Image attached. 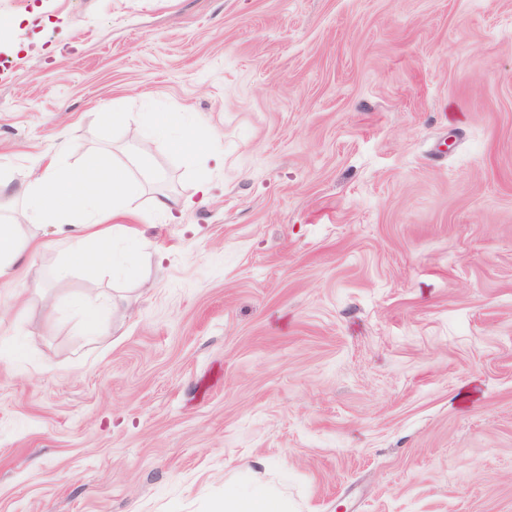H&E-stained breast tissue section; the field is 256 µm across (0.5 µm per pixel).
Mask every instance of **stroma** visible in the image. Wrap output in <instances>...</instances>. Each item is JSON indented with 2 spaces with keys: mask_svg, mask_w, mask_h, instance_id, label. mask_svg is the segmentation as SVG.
I'll return each mask as SVG.
<instances>
[{
  "mask_svg": "<svg viewBox=\"0 0 512 512\" xmlns=\"http://www.w3.org/2000/svg\"><path fill=\"white\" fill-rule=\"evenodd\" d=\"M1 23L0 200L65 139L149 157L120 275L57 280L56 226H21L0 512H214L257 480L288 512H512V0H0ZM169 112L205 152L147 139Z\"/></svg>",
  "mask_w": 512,
  "mask_h": 512,
  "instance_id": "obj_1",
  "label": "stroma"
}]
</instances>
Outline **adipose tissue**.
<instances>
[{
  "mask_svg": "<svg viewBox=\"0 0 512 512\" xmlns=\"http://www.w3.org/2000/svg\"><path fill=\"white\" fill-rule=\"evenodd\" d=\"M80 155L79 165L65 169L61 162ZM139 182L121 174L79 144L63 141L45 159L36 176L14 196L22 216L32 224H55L65 230V256L70 261L92 260L102 271L115 272L127 261L117 252L122 225L114 215L138 192ZM223 512H288L282 499L264 484L249 491L231 489L224 494Z\"/></svg>",
  "mask_w": 512,
  "mask_h": 512,
  "instance_id": "obj_1",
  "label": "adipose tissue"
}]
</instances>
